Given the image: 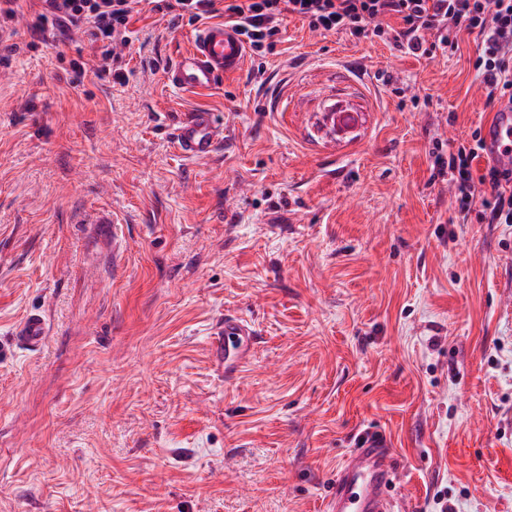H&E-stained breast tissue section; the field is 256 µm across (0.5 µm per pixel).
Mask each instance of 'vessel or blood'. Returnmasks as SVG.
Here are the masks:
<instances>
[{
	"instance_id": "1",
	"label": "vessel or blood",
	"mask_w": 512,
	"mask_h": 512,
	"mask_svg": "<svg viewBox=\"0 0 512 512\" xmlns=\"http://www.w3.org/2000/svg\"><path fill=\"white\" fill-rule=\"evenodd\" d=\"M245 46L234 27L222 23L205 26L194 36L166 71L177 89L201 91L214 88L224 77L239 71ZM224 138V125L216 113H183L174 128V139L190 158L210 157ZM486 153L498 166L512 168V110L500 108L484 131ZM224 362L225 377H232L250 361L258 341L251 322L234 314L217 320L212 328ZM49 324L42 311L28 312L13 331L17 345L27 351L43 347ZM396 475L386 438L371 430L341 464L329 498V512H392L389 488Z\"/></svg>"
}]
</instances>
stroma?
<instances>
[{
  "instance_id": "1",
  "label": "stroma",
  "mask_w": 512,
  "mask_h": 512,
  "mask_svg": "<svg viewBox=\"0 0 512 512\" xmlns=\"http://www.w3.org/2000/svg\"><path fill=\"white\" fill-rule=\"evenodd\" d=\"M33 21L0 35V512H327L371 429L395 512H512V224L460 221L433 170L494 114L475 36L426 59L291 16L181 91L199 23L143 9L118 84ZM202 109L203 160L172 131ZM227 313L259 336L230 379ZM174 139L187 157L205 159L224 140V124L214 112H184L176 122ZM49 335V324L40 310L28 312L13 331L17 345L26 351H37L43 347Z\"/></svg>"
}]
</instances>
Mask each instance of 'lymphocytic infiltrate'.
<instances>
[{
	"mask_svg": "<svg viewBox=\"0 0 512 512\" xmlns=\"http://www.w3.org/2000/svg\"><path fill=\"white\" fill-rule=\"evenodd\" d=\"M37 9L35 34L60 41L72 31L86 37L85 52L71 62L75 78L94 75L125 83L117 47L133 43L132 18L142 0H30ZM154 12L172 19L199 22L223 16L235 25L252 55L273 53L280 25L296 15L311 30L344 33L355 39L379 38L398 50L430 58L458 46L460 33L476 35L481 50L473 67L485 90V103L512 102V0H152ZM398 18L400 28L389 25ZM485 150L481 131L448 156H437L440 172L449 174L458 213L468 216L481 206L490 224L512 223V172L486 165L475 173L473 163Z\"/></svg>",
	"mask_w": 512,
	"mask_h": 512,
	"instance_id": "lymphocytic-infiltrate-1",
	"label": "lymphocytic infiltrate"
}]
</instances>
